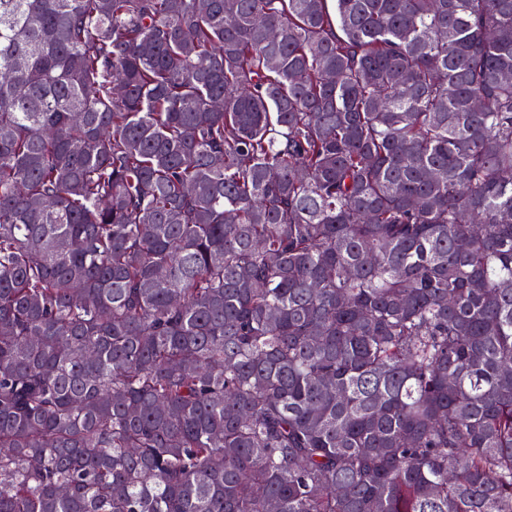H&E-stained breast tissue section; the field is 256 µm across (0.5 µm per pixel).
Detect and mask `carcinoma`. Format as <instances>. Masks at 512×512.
Instances as JSON below:
<instances>
[{"label": "carcinoma", "mask_w": 512, "mask_h": 512, "mask_svg": "<svg viewBox=\"0 0 512 512\" xmlns=\"http://www.w3.org/2000/svg\"><path fill=\"white\" fill-rule=\"evenodd\" d=\"M0 512H512V0H0Z\"/></svg>", "instance_id": "1"}]
</instances>
